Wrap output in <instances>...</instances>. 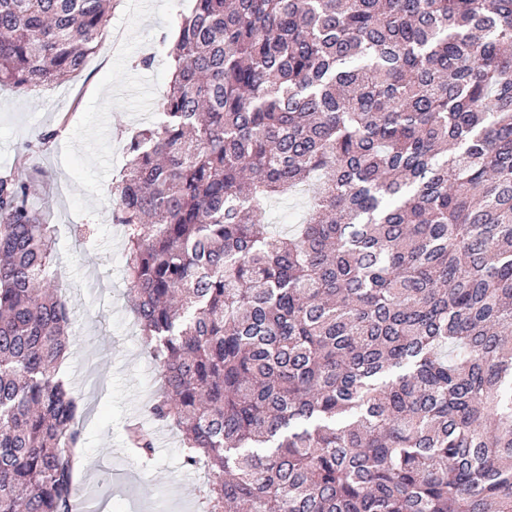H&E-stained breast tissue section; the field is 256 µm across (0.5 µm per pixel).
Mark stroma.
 Listing matches in <instances>:
<instances>
[{
    "label": "stroma",
    "mask_w": 512,
    "mask_h": 512,
    "mask_svg": "<svg viewBox=\"0 0 512 512\" xmlns=\"http://www.w3.org/2000/svg\"><path fill=\"white\" fill-rule=\"evenodd\" d=\"M107 34L87 67L67 82L26 95L0 89V177L44 133L53 138L25 175L56 231L58 294L79 347L60 366L84 408L87 453L80 483L100 503L126 512H198L196 493L210 478L183 467L180 434L154 423L147 408L160 367L129 307L125 240L112 222V186L127 162L125 143L148 126L170 80L169 40L191 0H112ZM151 429L155 455L144 464L124 427Z\"/></svg>",
    "instance_id": "1"
}]
</instances>
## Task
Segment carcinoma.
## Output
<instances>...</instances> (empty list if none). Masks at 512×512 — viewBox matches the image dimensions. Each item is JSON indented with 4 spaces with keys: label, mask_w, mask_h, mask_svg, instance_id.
Segmentation results:
<instances>
[{
    "label": "carcinoma",
    "mask_w": 512,
    "mask_h": 512,
    "mask_svg": "<svg viewBox=\"0 0 512 512\" xmlns=\"http://www.w3.org/2000/svg\"><path fill=\"white\" fill-rule=\"evenodd\" d=\"M111 2L0 0V86L82 70ZM192 2L112 223L207 512H512V0ZM32 193L0 179V512H72L76 339ZM306 210V198L304 196H288L268 202L266 206V220L270 224H276L277 230L290 232L299 223ZM288 215V221L284 216Z\"/></svg>",
    "instance_id": "1"
}]
</instances>
